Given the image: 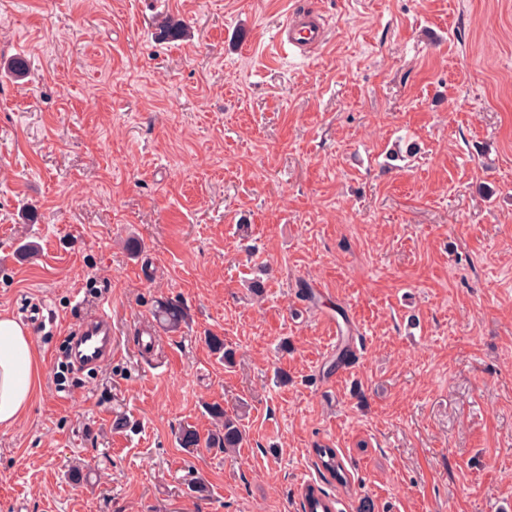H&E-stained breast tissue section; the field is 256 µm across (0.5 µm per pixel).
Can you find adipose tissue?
I'll use <instances>...</instances> for the list:
<instances>
[{
	"label": "adipose tissue",
	"mask_w": 512,
	"mask_h": 512,
	"mask_svg": "<svg viewBox=\"0 0 512 512\" xmlns=\"http://www.w3.org/2000/svg\"><path fill=\"white\" fill-rule=\"evenodd\" d=\"M41 363L30 329L12 315L0 314V427L14 425L30 405Z\"/></svg>",
	"instance_id": "ef3b65f1"
}]
</instances>
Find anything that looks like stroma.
<instances>
[{"mask_svg": "<svg viewBox=\"0 0 512 512\" xmlns=\"http://www.w3.org/2000/svg\"><path fill=\"white\" fill-rule=\"evenodd\" d=\"M0 312L44 359L0 512H512V0H0ZM213 405L241 447H182ZM327 40V24L313 10H296L287 16L276 33L279 50L288 56L305 57ZM73 358L77 366H99L112 357V320L105 308L90 314L74 331ZM317 464L341 486L348 484L347 471L334 448H315Z\"/></svg>", "mask_w": 512, "mask_h": 512, "instance_id": "1", "label": "stroma"}]
</instances>
